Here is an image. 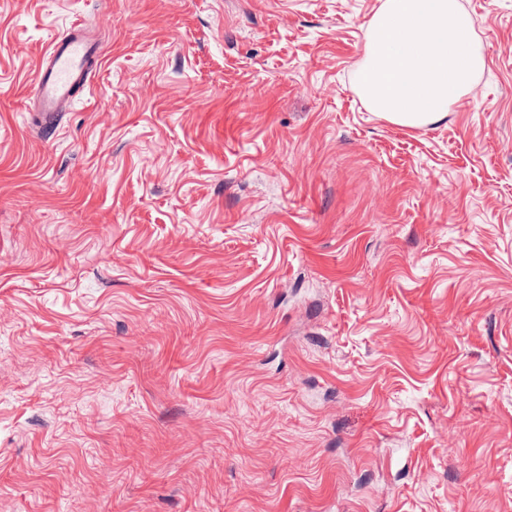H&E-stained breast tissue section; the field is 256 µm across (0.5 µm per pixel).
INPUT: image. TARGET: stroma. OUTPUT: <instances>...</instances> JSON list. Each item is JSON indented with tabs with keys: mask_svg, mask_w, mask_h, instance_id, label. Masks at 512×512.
Listing matches in <instances>:
<instances>
[{
	"mask_svg": "<svg viewBox=\"0 0 512 512\" xmlns=\"http://www.w3.org/2000/svg\"><path fill=\"white\" fill-rule=\"evenodd\" d=\"M381 2L0 0V512H512V0L422 128ZM101 55V44L87 33L85 23L72 24L53 40L32 82L33 107L45 124H51L78 91L91 84L93 65Z\"/></svg>",
	"mask_w": 512,
	"mask_h": 512,
	"instance_id": "1",
	"label": "stroma"
}]
</instances>
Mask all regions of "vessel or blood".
Segmentation results:
<instances>
[{
    "mask_svg": "<svg viewBox=\"0 0 512 512\" xmlns=\"http://www.w3.org/2000/svg\"><path fill=\"white\" fill-rule=\"evenodd\" d=\"M101 55L99 41L87 33L82 23L71 25L53 40L32 82L33 107L45 123H52L78 91L90 85L93 66Z\"/></svg>",
    "mask_w": 512,
    "mask_h": 512,
    "instance_id": "b4317fda",
    "label": "vessel or blood"
}]
</instances>
